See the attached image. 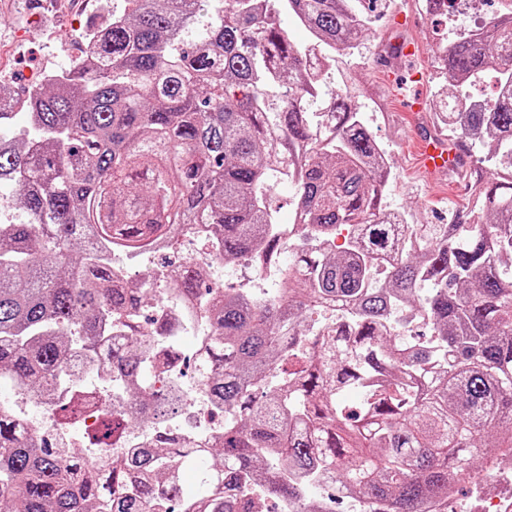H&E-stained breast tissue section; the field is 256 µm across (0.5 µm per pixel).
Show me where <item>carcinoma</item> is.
<instances>
[{
	"mask_svg": "<svg viewBox=\"0 0 512 512\" xmlns=\"http://www.w3.org/2000/svg\"><path fill=\"white\" fill-rule=\"evenodd\" d=\"M378 0H102L82 33L88 51L25 99L0 94V186L22 219L0 224V383L50 396L80 378L110 336L112 315L135 311L148 283L112 278V247L167 248L184 224H205L224 262L279 248L268 191L278 161L296 159L292 185L315 240L342 227L334 252L298 245L275 295L203 286L182 265L172 288L206 305L212 338L197 372L224 435L201 446L156 436L101 470L21 438L0 410V512H149L161 497L181 512H260L245 488L294 512H434L474 460L512 449V172L472 184L484 220L461 236L410 224L429 238L400 248L402 216L382 206L383 150L323 59L297 46L281 14L318 46L352 49ZM436 108L464 142L490 140L487 159L512 156V11L461 27L437 61ZM494 74L482 105L464 88ZM340 301L349 323L317 336L298 327ZM430 315L437 344L393 335L399 306ZM135 325L112 343L126 409L94 433L108 448L141 421L183 409L155 388L151 337ZM387 367L395 383L368 378ZM358 390L350 409L344 395ZM98 398L56 404L82 413ZM199 468L193 493L181 474ZM334 487L324 495L318 483Z\"/></svg>",
	"mask_w": 512,
	"mask_h": 512,
	"instance_id": "cac0c4a2",
	"label": "carcinoma"
}]
</instances>
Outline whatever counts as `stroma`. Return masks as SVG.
I'll use <instances>...</instances> for the list:
<instances>
[{
  "instance_id": "35a3bbf8",
  "label": "stroma",
  "mask_w": 512,
  "mask_h": 512,
  "mask_svg": "<svg viewBox=\"0 0 512 512\" xmlns=\"http://www.w3.org/2000/svg\"><path fill=\"white\" fill-rule=\"evenodd\" d=\"M30 0H0V87L12 96H23L27 88L51 71L64 68L67 55L61 44L75 46L84 26L98 19V0H48L49 7L33 14ZM414 15L411 27L393 24L395 13ZM440 25L422 8L421 0H389V7L375 17L358 48L337 52L340 75L358 91L356 102L370 130L386 151L392 166L385 201L390 209L404 214L411 224H444L451 211H459V221L471 223L464 212L463 195L450 191L458 182L457 173L434 174L430 180L417 179L413 170V139L418 116L406 108L414 96H424L429 121H437L434 61L444 47ZM406 40L418 41L417 57L389 54L390 46ZM391 68L392 81L382 79L383 68ZM499 497L504 507H512V482L502 479L481 490L468 479L460 482L444 512H483L487 495Z\"/></svg>"
}]
</instances>
